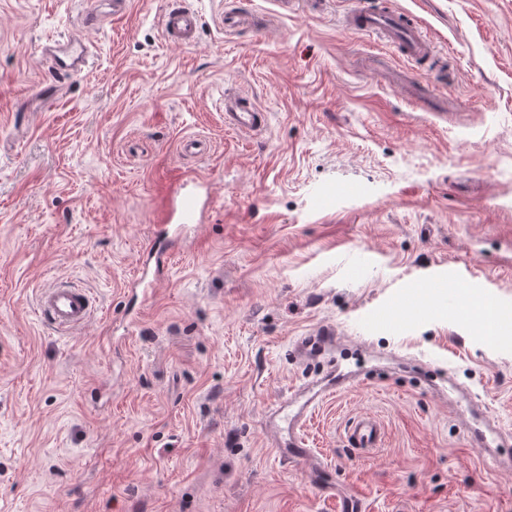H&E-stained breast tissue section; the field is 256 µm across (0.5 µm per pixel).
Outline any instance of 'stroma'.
<instances>
[{"mask_svg":"<svg viewBox=\"0 0 512 512\" xmlns=\"http://www.w3.org/2000/svg\"><path fill=\"white\" fill-rule=\"evenodd\" d=\"M188 0L192 46L167 43L168 0L85 21V0H0V512H512V467L466 436L501 427L512 457V0H433L453 81L418 68L438 107L381 72L393 50L323 12ZM90 45L55 75L50 37ZM252 94L266 131L224 126ZM192 137L197 153L183 154ZM212 204L147 258L173 170ZM65 279L97 312L63 334L35 312ZM397 309L402 326L374 324ZM336 344L298 351L323 327ZM363 377L280 459L264 424L336 365ZM381 420L380 448L346 432Z\"/></svg>","mask_w":512,"mask_h":512,"instance_id":"obj_1","label":"stroma"}]
</instances>
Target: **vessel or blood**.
<instances>
[{
	"instance_id": "b4317fda",
	"label": "vessel or blood",
	"mask_w": 512,
	"mask_h": 512,
	"mask_svg": "<svg viewBox=\"0 0 512 512\" xmlns=\"http://www.w3.org/2000/svg\"><path fill=\"white\" fill-rule=\"evenodd\" d=\"M200 17L185 0H173L163 16L165 39L173 44L188 46L195 42ZM344 25L364 33L378 35L397 45L410 60L422 61L435 54V36L422 29L420 18L414 13L400 10H376L359 5L344 19ZM91 49L72 38L48 41L42 48L43 56L52 58L55 70L71 75L88 61ZM224 125L228 129L261 134L268 125V114L251 95L237 91L224 95ZM200 178L187 173L175 176L162 200L155 206L152 221L166 231L177 224H191L199 211ZM38 315L48 318L60 331L69 332L85 325L93 315V303L82 289L62 283L44 290L37 304ZM350 379L341 376L338 381L325 385H312L294 396L274 402L267 424L274 431H287L286 441L277 445L279 456L305 461L311 456L303 429L315 410L334 396L338 388L348 387ZM383 430L371 418L354 420L349 427L351 447L367 451L378 446Z\"/></svg>"
}]
</instances>
